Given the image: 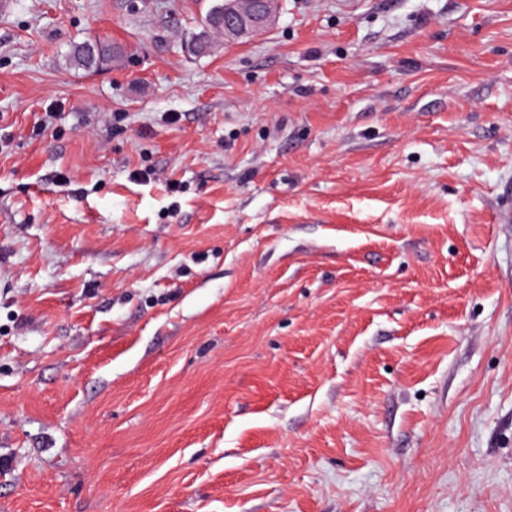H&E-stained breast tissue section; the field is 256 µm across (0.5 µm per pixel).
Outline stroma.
Listing matches in <instances>:
<instances>
[{"mask_svg":"<svg viewBox=\"0 0 512 512\" xmlns=\"http://www.w3.org/2000/svg\"><path fill=\"white\" fill-rule=\"evenodd\" d=\"M215 2L0 0V512H512V0ZM281 0H222L206 13L201 32L197 35L192 49L205 53L212 45V23L215 18L221 25L220 35L224 41L249 37L269 28L279 11ZM98 40L100 48L96 50L93 55H90L86 49V45L91 43V40L72 44L69 54L66 56V65L70 68L81 69L85 72H93L96 71L99 66L112 61V58L117 56L116 49L120 47L109 40Z\"/></svg>","mask_w":512,"mask_h":512,"instance_id":"obj_1","label":"stroma"}]
</instances>
